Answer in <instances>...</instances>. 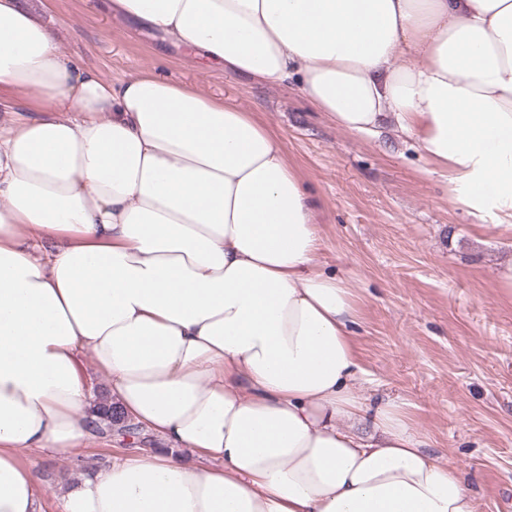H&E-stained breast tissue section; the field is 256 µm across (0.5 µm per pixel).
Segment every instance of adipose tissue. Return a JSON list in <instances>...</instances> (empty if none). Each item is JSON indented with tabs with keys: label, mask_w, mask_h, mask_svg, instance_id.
<instances>
[{
	"label": "adipose tissue",
	"mask_w": 512,
	"mask_h": 512,
	"mask_svg": "<svg viewBox=\"0 0 512 512\" xmlns=\"http://www.w3.org/2000/svg\"><path fill=\"white\" fill-rule=\"evenodd\" d=\"M224 71L299 83L337 128L414 139L452 202L512 234V0H107ZM0 512L22 453L117 407L161 447L60 485L61 512H475L400 404L367 405L355 293L319 203L237 104L65 57L0 0ZM105 380L87 385L83 358Z\"/></svg>",
	"instance_id": "adipose-tissue-1"
}]
</instances>
